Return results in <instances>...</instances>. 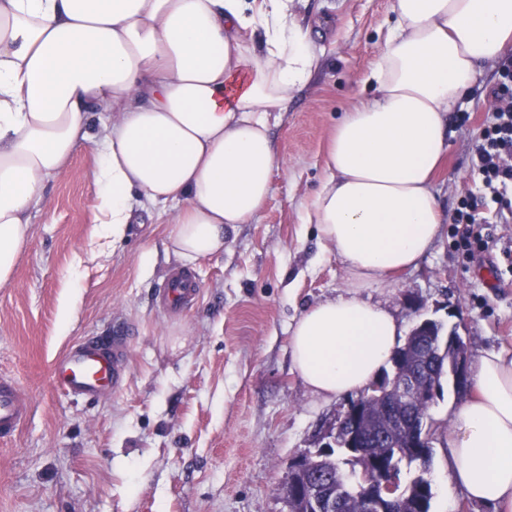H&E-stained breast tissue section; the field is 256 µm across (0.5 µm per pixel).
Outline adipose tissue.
<instances>
[{"mask_svg":"<svg viewBox=\"0 0 512 512\" xmlns=\"http://www.w3.org/2000/svg\"><path fill=\"white\" fill-rule=\"evenodd\" d=\"M294 0H0V286L10 283L45 182L99 139L97 223L118 241L143 216L165 248L223 254L273 191L280 156L269 117L320 65ZM394 25L327 143L303 221L316 225L352 286L296 319L291 355L305 386L331 399L390 365L402 328L361 289L417 266L439 238L434 172L448 114L512 47V0H393ZM107 116L91 134L93 114ZM449 479L512 512V356L476 361L456 410Z\"/></svg>","mask_w":512,"mask_h":512,"instance_id":"1","label":"adipose tissue"}]
</instances>
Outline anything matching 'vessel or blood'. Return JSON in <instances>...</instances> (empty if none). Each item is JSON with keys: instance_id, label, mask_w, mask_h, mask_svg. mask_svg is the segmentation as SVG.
Segmentation results:
<instances>
[{"instance_id": "b4317fda", "label": "vessel or blood", "mask_w": 512, "mask_h": 512, "mask_svg": "<svg viewBox=\"0 0 512 512\" xmlns=\"http://www.w3.org/2000/svg\"><path fill=\"white\" fill-rule=\"evenodd\" d=\"M164 297L178 304L195 293L189 278L177 275L169 279L162 288ZM125 329L114 332L112 341L81 340L60 355L51 368L54 386L70 394L92 396L100 391L117 386L122 366L115 352L124 341ZM31 401L12 380L0 379V438H12L26 420Z\"/></svg>"}]
</instances>
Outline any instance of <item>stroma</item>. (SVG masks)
Instances as JSON below:
<instances>
[{
	"instance_id": "1",
	"label": "stroma",
	"mask_w": 512,
	"mask_h": 512,
	"mask_svg": "<svg viewBox=\"0 0 512 512\" xmlns=\"http://www.w3.org/2000/svg\"><path fill=\"white\" fill-rule=\"evenodd\" d=\"M392 0H297L311 25L320 68L312 85L270 123L281 165L274 191L222 255L183 265L161 242L166 224L132 225L123 241L95 224V145H82L50 180L14 278L0 288V377L32 401L16 435L0 440V512H288L280 492L288 468L315 450L351 401L312 394L291 360V327L301 312L351 286L315 225L301 214L323 177L327 139L365 90L392 21ZM480 85L448 114V158L436 189L446 231L414 268L364 289L412 331L431 319L456 329L470 360L512 352V265H463L449 231L472 197L496 236L512 238V211L485 199L476 147L486 124ZM191 274L195 297L160 304L158 287L175 270ZM69 320H62L63 306ZM135 329L116 389L86 399L56 389L50 367L72 343ZM453 390L429 414L431 512H486L448 480L455 432Z\"/></svg>"
}]
</instances>
